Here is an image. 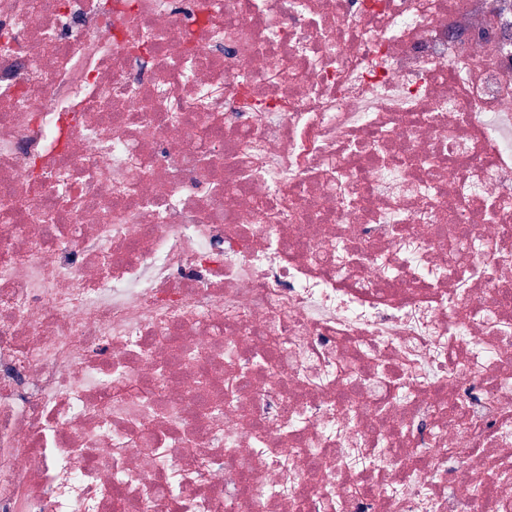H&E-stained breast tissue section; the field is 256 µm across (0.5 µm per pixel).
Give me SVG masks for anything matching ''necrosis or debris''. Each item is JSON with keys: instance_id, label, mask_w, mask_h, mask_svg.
<instances>
[{"instance_id": "4bbe7bcc", "label": "necrosis or debris", "mask_w": 512, "mask_h": 512, "mask_svg": "<svg viewBox=\"0 0 512 512\" xmlns=\"http://www.w3.org/2000/svg\"><path fill=\"white\" fill-rule=\"evenodd\" d=\"M0 512H512V0H0Z\"/></svg>"}]
</instances>
